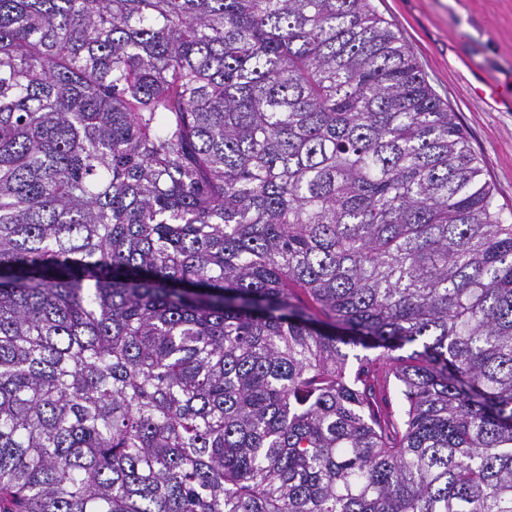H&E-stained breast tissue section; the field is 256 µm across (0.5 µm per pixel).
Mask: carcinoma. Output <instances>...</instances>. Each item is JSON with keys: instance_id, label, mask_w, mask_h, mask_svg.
Returning <instances> with one entry per match:
<instances>
[{"instance_id": "1", "label": "carcinoma", "mask_w": 512, "mask_h": 512, "mask_svg": "<svg viewBox=\"0 0 512 512\" xmlns=\"http://www.w3.org/2000/svg\"><path fill=\"white\" fill-rule=\"evenodd\" d=\"M0 512H512V224L370 0H0Z\"/></svg>"}]
</instances>
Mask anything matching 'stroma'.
I'll use <instances>...</instances> for the list:
<instances>
[{"label": "stroma", "mask_w": 512, "mask_h": 512, "mask_svg": "<svg viewBox=\"0 0 512 512\" xmlns=\"http://www.w3.org/2000/svg\"><path fill=\"white\" fill-rule=\"evenodd\" d=\"M413 49L436 94L455 112L487 164L512 222V107L491 101L512 81V0H371Z\"/></svg>", "instance_id": "1"}]
</instances>
